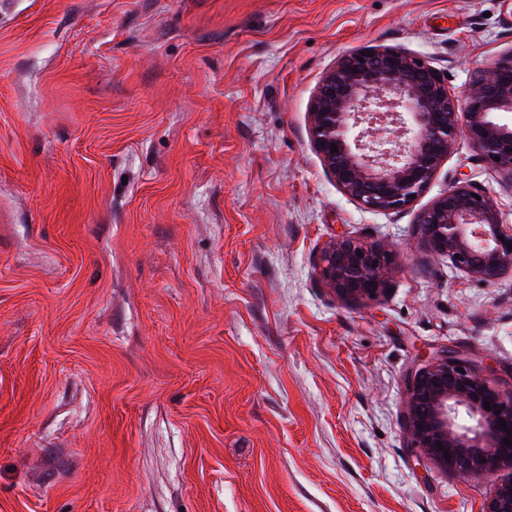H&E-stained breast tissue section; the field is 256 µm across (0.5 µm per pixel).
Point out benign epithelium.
<instances>
[{"instance_id": "benign-epithelium-1", "label": "benign epithelium", "mask_w": 512, "mask_h": 512, "mask_svg": "<svg viewBox=\"0 0 512 512\" xmlns=\"http://www.w3.org/2000/svg\"><path fill=\"white\" fill-rule=\"evenodd\" d=\"M511 112L512 53L475 71L455 95L422 58L367 48L342 57L324 76L310 133L339 189L369 210L400 211L426 190L459 137L490 167L512 172V128L499 120ZM372 126L388 131V149L367 141ZM333 145L338 152H331ZM416 224L426 245L461 271L487 283L512 271V225L502 223L493 200L467 181L422 209ZM393 261L386 249L342 238L325 249L322 275L337 294L371 300L383 290ZM406 403L413 447L441 469L460 477L512 469V446L504 443L512 441V394L499 393L457 351L420 357L408 376ZM486 512H512V477L496 485Z\"/></svg>"}]
</instances>
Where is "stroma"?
Returning a JSON list of instances; mask_svg holds the SVG:
<instances>
[{"label":"stroma","mask_w":512,"mask_h":512,"mask_svg":"<svg viewBox=\"0 0 512 512\" xmlns=\"http://www.w3.org/2000/svg\"><path fill=\"white\" fill-rule=\"evenodd\" d=\"M419 56L459 92L512 52V0H0V512H484L411 445L419 351L512 393V271L430 250L418 212L512 182L458 139L409 208L312 147L338 60ZM339 237L392 248L338 295ZM357 251L362 252L363 257H359ZM393 261L392 252L386 249L342 238L325 249L322 275L340 296L371 300L383 290Z\"/></svg>","instance_id":"35a3bbf8"}]
</instances>
